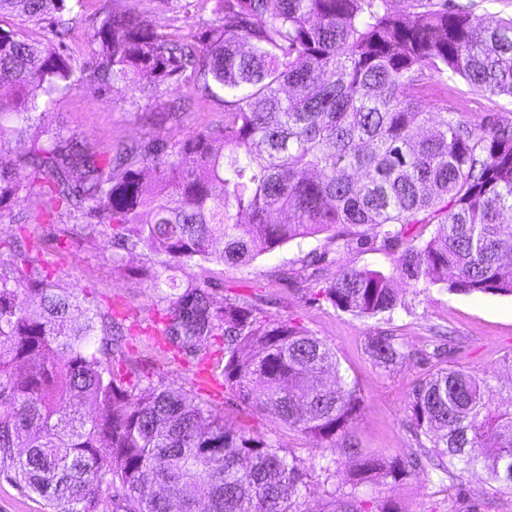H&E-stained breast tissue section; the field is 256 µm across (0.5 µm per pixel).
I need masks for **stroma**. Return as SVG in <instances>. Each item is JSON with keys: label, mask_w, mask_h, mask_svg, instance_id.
<instances>
[{"label": "stroma", "mask_w": 512, "mask_h": 512, "mask_svg": "<svg viewBox=\"0 0 512 512\" xmlns=\"http://www.w3.org/2000/svg\"><path fill=\"white\" fill-rule=\"evenodd\" d=\"M141 14L168 26L187 41L202 35L201 21L209 17L204 0H83L71 15L65 39L67 53L78 60L92 55L88 34L97 20L112 8ZM138 108H131V101ZM158 107L141 84L115 91L78 89L59 95L49 118L76 134L97 150L117 140L167 139L188 134L216 122L222 104L211 101L184 116L181 124L159 122ZM25 203L12 208L11 217L0 219V238L27 235L38 240V258L56 281L81 295L124 327L121 352L114 354L115 373L135 381L164 379L183 387L196 400L223 410L234 425L272 439L283 451L321 464L322 451L300 433L271 422L241 403L224 387V339L217 336L195 354L162 350L157 331L163 305L143 276L154 261L145 248L128 255L124 265L111 269L112 232L104 230L96 241L57 243L50 227L24 224ZM395 253L374 243L345 246L331 233L299 238L258 257L251 265L215 267L224 295L259 299L266 316L292 319L330 344L348 382L356 383L363 410L356 425L357 448L384 460L415 451L409 430L408 396L418 381L436 367H462L485 375L495 397L512 391V297L490 294H456L435 286L427 290L401 286L402 303L390 321L361 318L335 310L318 296L324 280L341 265L391 272ZM391 330L412 350L430 353L428 361L408 360L392 372L377 368L365 342L380 330ZM451 342L441 357H433L438 336ZM366 498L387 502L399 512H512V489L485 482L482 475L464 482L440 473H419L379 479L365 487Z\"/></svg>", "instance_id": "obj_1"}]
</instances>
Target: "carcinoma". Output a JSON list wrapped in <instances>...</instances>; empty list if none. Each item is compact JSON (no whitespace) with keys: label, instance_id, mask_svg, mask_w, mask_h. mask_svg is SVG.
Returning a JSON list of instances; mask_svg holds the SVG:
<instances>
[{"label":"carcinoma","instance_id":"carcinoma-1","mask_svg":"<svg viewBox=\"0 0 512 512\" xmlns=\"http://www.w3.org/2000/svg\"><path fill=\"white\" fill-rule=\"evenodd\" d=\"M203 39L182 42L141 16L113 11L81 62L35 41L24 24L70 31L80 0H0V219L24 199L25 220L94 241L112 228V268L143 247L164 303V344L195 353L224 337V386L242 403L331 449L351 448L363 399L336 352L288 319L210 286L180 284L176 266L247 265L297 238L345 229L347 242L397 248L389 274L340 266L319 289L334 309L392 318L396 281L460 294L512 296V113L475 120L448 82L512 99V18L489 20L448 0H210ZM197 104L223 119L182 138L113 142L94 151L47 119L53 96L136 77L160 99L185 73ZM22 147L15 152L12 144ZM285 219L275 222L272 214ZM437 220L430 239L413 234ZM20 237L0 240V467L53 512H291L315 469L236 427L163 380L112 370L116 322L57 284ZM390 372L415 356L392 333L367 338ZM462 368L428 374L409 396L419 450L359 457L338 512H367L362 488L439 471H481L512 488V393ZM92 403L95 412L85 410Z\"/></svg>","mask_w":512,"mask_h":512}]
</instances>
